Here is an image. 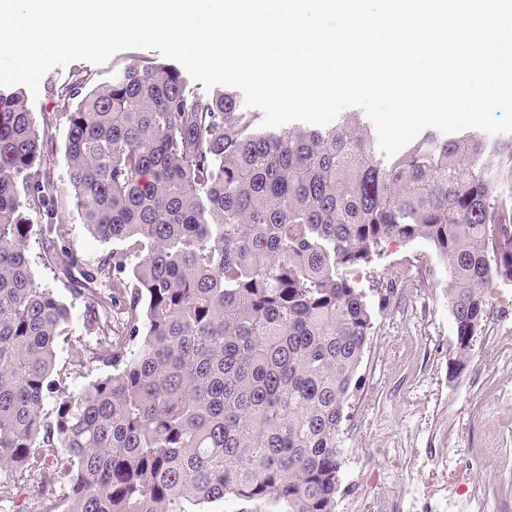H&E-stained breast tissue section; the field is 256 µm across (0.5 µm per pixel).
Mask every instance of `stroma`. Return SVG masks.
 Wrapping results in <instances>:
<instances>
[{
    "label": "stroma",
    "instance_id": "obj_1",
    "mask_svg": "<svg viewBox=\"0 0 512 512\" xmlns=\"http://www.w3.org/2000/svg\"><path fill=\"white\" fill-rule=\"evenodd\" d=\"M141 55L138 49L124 50L102 65L77 60L48 71L47 76L61 83L80 69L103 83ZM27 105L37 115L57 112L49 149L56 177L65 178L67 123L61 102L43 83L37 95L28 97ZM42 255L40 239L31 237L27 256L35 280L52 289L71 310L72 333L57 347L56 361L62 368L86 341L83 303L71 293L66 279L44 264ZM413 255L434 267L443 265L427 244L392 239L385 243L374 269L357 274L373 308L375 326L359 367L360 384L350 394V418L340 434L345 462L336 512H346L354 497L359 512H382L414 482L427 495H447L449 472L440 465L444 459L467 464L471 478L490 492L485 512H499V497H512V474L505 469L506 458L512 457V353L499 357L492 339L512 334V309L499 306L501 295L512 291V282L499 283L490 294L471 355L463 369L452 374L448 359L455 328L446 278L403 280L398 301L385 306L374 289L376 279L391 277L405 257ZM425 302L434 305L428 318L420 314Z\"/></svg>",
    "mask_w": 512,
    "mask_h": 512
}]
</instances>
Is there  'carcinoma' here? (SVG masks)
I'll return each instance as SVG.
<instances>
[{"label":"carcinoma","instance_id":"obj_1","mask_svg":"<svg viewBox=\"0 0 512 512\" xmlns=\"http://www.w3.org/2000/svg\"><path fill=\"white\" fill-rule=\"evenodd\" d=\"M51 91L66 187L46 151L56 113L38 123L0 88V509L205 512L233 497L239 512H336L374 329L353 270L389 239L427 243L461 368L489 294L512 282V139L426 130L385 161L362 112L272 131L235 92L144 57ZM65 209L120 246L89 264ZM34 234L84 303L91 343L65 369L71 313L33 278ZM97 366L112 372L70 389Z\"/></svg>","mask_w":512,"mask_h":512}]
</instances>
